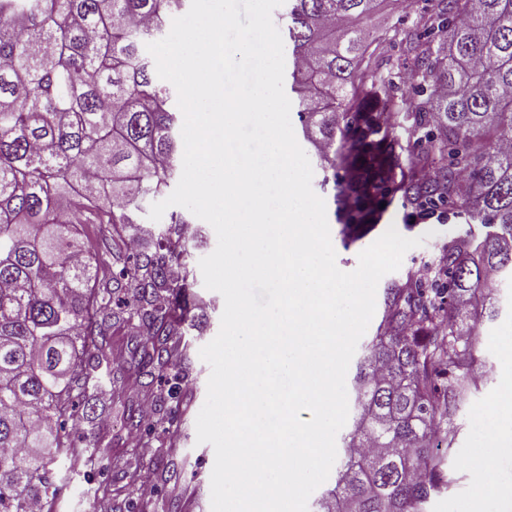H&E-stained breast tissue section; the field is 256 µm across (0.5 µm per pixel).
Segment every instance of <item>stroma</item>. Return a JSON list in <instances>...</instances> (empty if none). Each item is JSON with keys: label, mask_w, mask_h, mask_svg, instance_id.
<instances>
[{"label": "stroma", "mask_w": 512, "mask_h": 512, "mask_svg": "<svg viewBox=\"0 0 512 512\" xmlns=\"http://www.w3.org/2000/svg\"><path fill=\"white\" fill-rule=\"evenodd\" d=\"M427 142H414L399 136L383 154L353 144L347 162L340 167L350 190L349 206L342 217H335L332 188L322 187L323 170L319 160H312V188L326 203L330 237L336 251V263L346 272L356 269L358 255L377 240L388 228H396L406 238L420 239L421 244L404 256L399 270L385 275L380 287L405 283L419 268L429 263L432 256L468 228L465 219L437 215L422 218L403 197L401 186L416 177L417 169L409 160L427 153ZM194 314L201 333L196 336L187 360L180 372V405L177 421L152 440L154 458L152 471L156 491L150 503L155 512H211V473L215 461L211 445L196 441V417L207 395L210 367L199 351L218 333L224 309L221 294L205 288L202 276H195ZM499 314L484 321L479 328L482 340L481 357L495 367V377L472 392L465 406L466 412L491 419L498 408L495 389L499 379L505 378L504 356L512 346V285L503 284L496 290ZM118 397L104 391L88 393L86 408L88 420L82 421L81 431L86 446L95 440L109 442L111 454L126 460V467H108L92 470L82 462L60 463L54 479L60 488L50 501L51 512H96L95 489H104L113 506L125 507L138 502V469L134 461L140 450L136 447L127 424L129 410H141L145 384L126 379ZM108 428H101V421ZM482 433H471L461 427L456 445L446 459L447 490L433 495L425 504V512H512V446L497 450L493 470H486L488 453L482 446Z\"/></svg>", "instance_id": "1"}]
</instances>
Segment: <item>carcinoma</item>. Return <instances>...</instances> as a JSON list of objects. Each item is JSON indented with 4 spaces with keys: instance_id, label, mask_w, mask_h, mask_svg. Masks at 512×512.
<instances>
[{
    "instance_id": "carcinoma-1",
    "label": "carcinoma",
    "mask_w": 512,
    "mask_h": 512,
    "mask_svg": "<svg viewBox=\"0 0 512 512\" xmlns=\"http://www.w3.org/2000/svg\"><path fill=\"white\" fill-rule=\"evenodd\" d=\"M185 0H0V512H29L57 491L62 457L79 448L67 428L79 399L112 365V328L137 322V377L158 378L156 420L131 421L140 448L173 422L175 372L196 327L189 319L190 245L182 214L158 234L91 251L84 225L135 236L142 202L179 168L172 89L146 55ZM423 33L369 28L375 0H285L280 30L288 86L303 134L340 181L336 134L362 118L361 94L412 121L439 157L416 165L407 201L441 205L484 228L448 243L422 279L385 289L381 320L353 378L352 426L333 489L317 512H423L448 486L477 327L512 281V0H431ZM399 44L413 57L416 97L396 94Z\"/></svg>"
}]
</instances>
